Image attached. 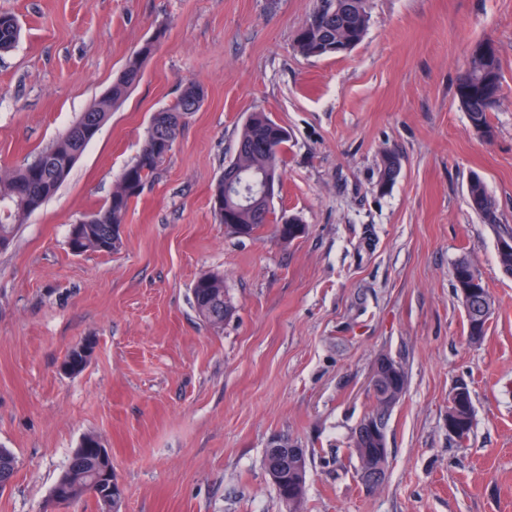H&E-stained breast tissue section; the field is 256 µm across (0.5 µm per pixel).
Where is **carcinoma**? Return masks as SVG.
<instances>
[{"instance_id":"cac0c4a2","label":"carcinoma","mask_w":512,"mask_h":512,"mask_svg":"<svg viewBox=\"0 0 512 512\" xmlns=\"http://www.w3.org/2000/svg\"><path fill=\"white\" fill-rule=\"evenodd\" d=\"M369 24L366 0H318L304 24L293 39V50L305 57L334 56L350 52L364 38ZM21 28L17 19L0 14V52L11 49L18 41ZM158 33L145 42L131 56L112 80L110 90L79 117L57 140L40 151L35 158L20 168L0 171V201H19L16 206L0 207V248L10 244L30 213L26 205L41 209L56 193L74 163L95 137L87 135L83 127L95 124L103 126L112 109L143 78V62L150 57L162 38ZM502 93L501 65L498 50L490 41H480L471 48L465 68L456 80V97L461 109L467 113L471 127L483 141L495 136V129L488 114L493 111L491 102L500 100ZM206 96L205 87L199 82L183 85L178 98L158 110L150 119L148 135L134 163L126 167L115 182L107 202L94 214L79 222L80 247L86 252L110 253L120 244V229L132 202L137 199L145 183L151 178L172 151L184 120L199 109ZM288 129L275 122L262 110L251 112L242 124L236 153L230 164L241 172V187L245 192L256 189L255 177L270 169L283 170V153L288 143ZM400 169V158L388 152L382 158L379 190L383 191L394 180L392 169ZM212 197L224 199V207L214 209L219 223H224V210L233 201L226 199L224 178H219ZM467 199L470 208L486 224L500 221L498 208L489 195L483 178L470 176L467 182ZM274 214L272 201L262 200L254 210L243 209L234 215L237 224L244 225L242 238H253L265 225L274 229L282 224L299 225L295 216L271 218ZM191 306L206 324L219 328L224 323V310H234V305L224 290V277L218 273L199 276L191 288ZM493 314L491 298L482 293L472 298L466 313L467 335H487L489 320ZM467 404L456 410L457 427L470 435L473 427L474 407L472 396ZM112 466L108 451L103 454H85L77 448L72 453L66 469L55 487L61 489L67 503L88 494L97 477ZM17 460L8 448L0 447V489H4L16 473Z\"/></svg>"}]
</instances>
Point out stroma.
Returning <instances> with one entry per match:
<instances>
[{
	"label": "stroma",
	"mask_w": 512,
	"mask_h": 512,
	"mask_svg": "<svg viewBox=\"0 0 512 512\" xmlns=\"http://www.w3.org/2000/svg\"><path fill=\"white\" fill-rule=\"evenodd\" d=\"M315 4L0 0L22 26L0 53V169L32 161L160 39L56 195L0 250V446L18 460L0 512H102L88 496L51 505L87 434L126 490L119 512H288L263 467L277 435L311 453L304 512H512V274L497 252L512 232V0H367L359 45L305 58L291 43ZM485 39L503 82L489 142L455 95ZM192 81L207 96L132 202L119 248L74 254L71 225L105 204L152 114ZM256 109L290 134L273 209L305 225L291 242L214 218L212 189ZM390 151L401 171L381 192ZM474 173L498 225L467 203ZM464 256L494 301L478 344L452 286ZM206 271L235 306L218 328L190 304ZM89 336L83 371L62 373ZM382 354L407 387L385 482L368 492L349 444ZM460 381L474 405L462 444L448 434Z\"/></svg>",
	"instance_id": "obj_1"
}]
</instances>
